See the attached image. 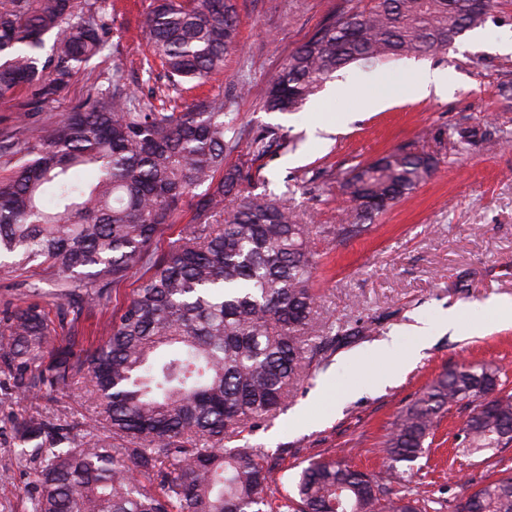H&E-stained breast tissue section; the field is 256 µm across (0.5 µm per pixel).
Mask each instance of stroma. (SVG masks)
<instances>
[{
    "label": "stroma",
    "mask_w": 512,
    "mask_h": 512,
    "mask_svg": "<svg viewBox=\"0 0 512 512\" xmlns=\"http://www.w3.org/2000/svg\"><path fill=\"white\" fill-rule=\"evenodd\" d=\"M151 0H114L112 30L104 56L80 70L69 87L43 111H28L27 91L0 97V182L19 164L16 145L29 128L58 118L114 65L128 87L149 95L165 83L140 28ZM344 0H237L240 52L227 56L223 71L197 89V97H220L239 133L224 164L249 171L243 194L282 199L307 224L316 250L314 286L321 317L336 326L358 327L323 360L312 362L294 389L286 411L270 423L245 430L241 444L279 453L280 468L300 471L312 456L343 460L379 472L382 443L393 422L415 397L449 369L468 363L499 365L512 391V325L500 322L494 304L512 301V52L498 48L512 39V0H495L483 27L467 32L448 53L356 65L336 72L301 111L271 113L261 107L270 81L289 54L325 24ZM423 69L448 72L447 98L417 99L409 86ZM251 85L246 98L233 91ZM276 139L265 153L255 140L265 131ZM469 137L458 141L459 134ZM395 151L425 153L435 160L431 177L367 224L360 236L337 243L324 228L341 223L342 185L357 166ZM141 274L111 288L106 309L84 314V347L101 344ZM40 288L47 310L58 299L46 265L0 267V303L16 289ZM459 311V324L443 328L442 316ZM432 327L421 347L417 326ZM415 360H408L411 351ZM402 373L382 381L396 364ZM43 409L83 419L88 403L68 392L34 401L0 390V456L16 446L17 417ZM456 413L440 421L429 461L413 480L454 512L462 475L512 474V448L470 463L456 457ZM29 470L0 468V512H28Z\"/></svg>",
    "instance_id": "stroma-1"
}]
</instances>
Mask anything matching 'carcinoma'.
<instances>
[{"instance_id": "obj_1", "label": "carcinoma", "mask_w": 512, "mask_h": 512, "mask_svg": "<svg viewBox=\"0 0 512 512\" xmlns=\"http://www.w3.org/2000/svg\"><path fill=\"white\" fill-rule=\"evenodd\" d=\"M459 0H368L342 10L288 57L263 101L298 112L323 83L353 64L446 53L484 25ZM112 14L101 0H0V96L28 90L33 110L53 102L77 70L106 48ZM143 29L174 89L189 93L238 50L234 0H152ZM224 99L159 112L112 70L86 99L24 142L14 177L0 184V259H41L61 302L0 310V368L8 389L34 400L83 384L103 436L48 412L17 421L33 474L32 512H429L407 487L442 414L467 409L463 455L512 447V395L502 368L475 363L429 384L383 442L385 470L312 457L291 489L268 497L277 459L231 446L288 406L306 365L340 333L315 337L319 296L308 225L282 200L235 197L246 175L224 169L234 147ZM425 155L351 171L344 187L353 236L363 221L431 176ZM205 187L194 223L160 256L155 241L185 199ZM149 273L110 336L83 354L75 330L103 307L111 282ZM398 480L400 487L391 486ZM470 512H512V476L468 477Z\"/></svg>"}]
</instances>
